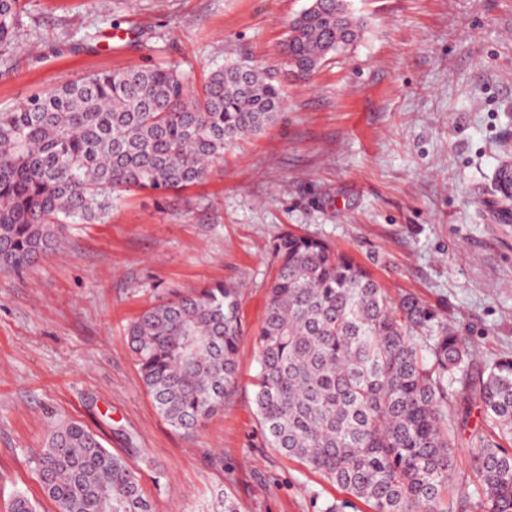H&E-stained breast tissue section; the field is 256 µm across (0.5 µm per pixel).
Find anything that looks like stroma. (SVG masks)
<instances>
[{
	"mask_svg": "<svg viewBox=\"0 0 512 512\" xmlns=\"http://www.w3.org/2000/svg\"><path fill=\"white\" fill-rule=\"evenodd\" d=\"M0 45V112L92 73L253 62L287 91L277 120L208 179L125 192L107 223L67 224L59 250L0 271V512L24 493L55 512L34 458L79 421L138 473L153 512H321L344 492L264 444L255 334L283 233L351 255L391 298L432 306L482 362L512 356V224L494 223L512 151V0H349L357 42L310 77L288 71L287 25L309 0H20ZM243 291L239 383L192 436L144 389L127 327L176 293Z\"/></svg>",
	"mask_w": 512,
	"mask_h": 512,
	"instance_id": "stroma-1",
	"label": "stroma"
}]
</instances>
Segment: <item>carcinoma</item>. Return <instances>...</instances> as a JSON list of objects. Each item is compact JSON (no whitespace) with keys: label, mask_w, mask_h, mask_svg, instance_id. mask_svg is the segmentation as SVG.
<instances>
[{"label":"carcinoma","mask_w":512,"mask_h":512,"mask_svg":"<svg viewBox=\"0 0 512 512\" xmlns=\"http://www.w3.org/2000/svg\"><path fill=\"white\" fill-rule=\"evenodd\" d=\"M19 0H0V44ZM363 22L311 0L283 42L291 74L312 75L352 45ZM286 92L265 69L231 63L195 94L177 65L92 75L0 112V269L56 246L64 224H103L123 191L166 194L205 181L236 141L260 133ZM255 344L254 403L266 447L320 474L373 512H512V455L473 434L477 485L455 484L459 411L512 442V357L483 366L434 309L394 301L348 254L288 233ZM241 294L216 283L148 308L128 328L140 379L160 416L191 435L238 385ZM459 407H448V382ZM37 472L56 512H152L138 474L77 422L54 426ZM7 512H36L22 493Z\"/></svg>","instance_id":"1"}]
</instances>
